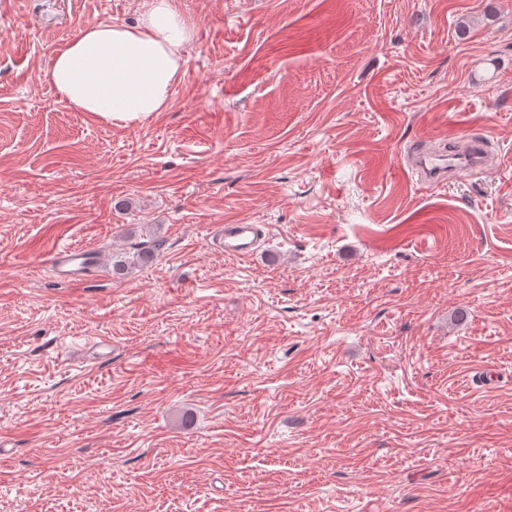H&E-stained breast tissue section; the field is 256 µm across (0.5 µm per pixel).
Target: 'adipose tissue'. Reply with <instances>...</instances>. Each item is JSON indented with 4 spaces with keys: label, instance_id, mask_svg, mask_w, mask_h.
Listing matches in <instances>:
<instances>
[{
    "label": "adipose tissue",
    "instance_id": "obj_1",
    "mask_svg": "<svg viewBox=\"0 0 512 512\" xmlns=\"http://www.w3.org/2000/svg\"><path fill=\"white\" fill-rule=\"evenodd\" d=\"M190 37L174 0H150L138 24H100L65 45L48 79L76 111L139 123L166 109Z\"/></svg>",
    "mask_w": 512,
    "mask_h": 512
}]
</instances>
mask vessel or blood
Here are the masks:
<instances>
[{"mask_svg":"<svg viewBox=\"0 0 512 512\" xmlns=\"http://www.w3.org/2000/svg\"><path fill=\"white\" fill-rule=\"evenodd\" d=\"M452 147L437 148V135L428 133L410 144L406 163L420 183L428 188L446 184L449 177L475 169H486L492 164L486 153L484 140L462 132L451 133ZM262 224H224L219 226L214 244L225 254L252 257L265 237ZM99 256L92 248L63 244L50 250L44 257L45 265L56 278L77 283L89 276Z\"/></svg>","mask_w":512,"mask_h":512,"instance_id":"vessel-or-blood-1","label":"vessel or blood"}]
</instances>
